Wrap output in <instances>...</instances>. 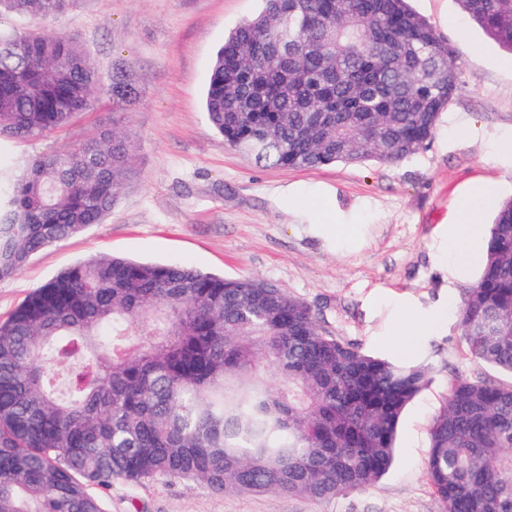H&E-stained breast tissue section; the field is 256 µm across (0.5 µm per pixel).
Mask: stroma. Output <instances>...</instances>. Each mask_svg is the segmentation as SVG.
<instances>
[{"label": "stroma", "instance_id": "1", "mask_svg": "<svg viewBox=\"0 0 512 512\" xmlns=\"http://www.w3.org/2000/svg\"><path fill=\"white\" fill-rule=\"evenodd\" d=\"M437 34L455 43L461 85L434 138L396 164L366 161L317 169L270 168L225 146L203 104L213 56L225 36L258 13L262 0H89L49 23L78 35L103 74L127 68L140 90L118 128L137 144L135 172L103 223L34 255L0 280V319L58 271L96 255L180 263L227 278L257 277L305 302L321 328L365 350L425 365L432 384L405 411L394 465L363 491L315 501L272 493H217L205 484L168 479L116 481L107 512H441L425 473L427 433L448 381L490 369L466 353L458 311L440 332L408 326L413 352L400 350L398 305L447 308L452 283L435 251L451 207L472 185L512 196V54L472 23L458 0H411ZM112 117V102L39 140H0V170L86 140ZM467 137L452 128L456 118ZM304 185L329 193L341 219L361 226L358 247L327 249L306 233L285 192Z\"/></svg>", "mask_w": 512, "mask_h": 512}]
</instances>
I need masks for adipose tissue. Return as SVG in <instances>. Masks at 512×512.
Here are the masks:
<instances>
[{"mask_svg":"<svg viewBox=\"0 0 512 512\" xmlns=\"http://www.w3.org/2000/svg\"><path fill=\"white\" fill-rule=\"evenodd\" d=\"M291 197L299 211L313 217L309 232L329 245L347 243L359 236V225L337 222L336 208L326 192L297 187L292 190ZM495 201V195L481 185L454 203L440 257L455 274H467L479 263L481 256L475 250V243L481 235L482 215Z\"/></svg>","mask_w":512,"mask_h":512,"instance_id":"ef3b65f1","label":"adipose tissue"}]
</instances>
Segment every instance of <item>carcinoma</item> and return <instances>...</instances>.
Wrapping results in <instances>:
<instances>
[{
  "label": "carcinoma",
  "mask_w": 512,
  "mask_h": 512,
  "mask_svg": "<svg viewBox=\"0 0 512 512\" xmlns=\"http://www.w3.org/2000/svg\"><path fill=\"white\" fill-rule=\"evenodd\" d=\"M78 2L0 0V14L33 21L0 28V139H39L92 108L95 61L76 35L45 31ZM460 3L512 52V0ZM457 56L407 0H264L216 52L205 111L262 166L397 163L434 137L460 88ZM110 96L114 112L137 101L119 64ZM135 152L101 122L0 179V279L102 223ZM494 212L460 324L472 357L512 375V198ZM429 385L427 368L321 331L263 280L90 257L0 322V512H106L115 480L318 501L364 490ZM425 468L442 512H512V380H451Z\"/></svg>",
  "instance_id": "carcinoma-1"
}]
</instances>
